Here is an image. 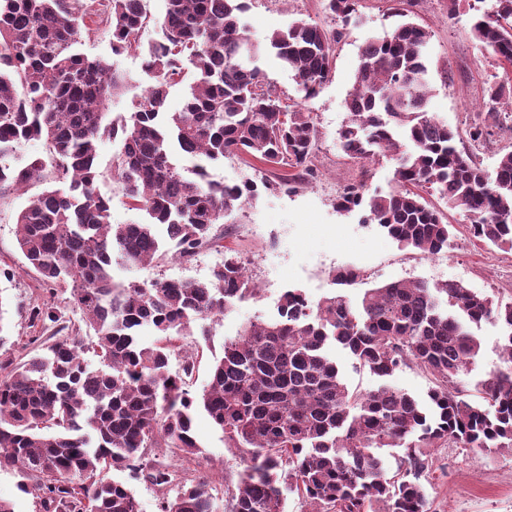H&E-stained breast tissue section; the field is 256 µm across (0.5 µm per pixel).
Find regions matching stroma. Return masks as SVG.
<instances>
[{
  "instance_id": "stroma-1",
  "label": "stroma",
  "mask_w": 512,
  "mask_h": 512,
  "mask_svg": "<svg viewBox=\"0 0 512 512\" xmlns=\"http://www.w3.org/2000/svg\"><path fill=\"white\" fill-rule=\"evenodd\" d=\"M244 22L256 39L287 30L295 20L323 22L327 19L325 0H248ZM394 0H360L333 62L332 77L316 97H306L291 71L281 66L272 53H264L258 65L280 94L313 113L320 133L312 160L318 176L296 184L294 189L280 185L281 169L246 163L234 157L214 165L213 179L228 183L246 180L260 184L255 200L234 211L216 225L214 241L203 247L190 262L173 258L165 249L156 262L129 269L113 266L115 280L203 279L215 265L224 261L225 247H232L248 263L260 288L258 297L235 304L217 318L205 320L206 336H185L184 349L195 353L198 368L191 380L195 392H203L210 382V368L223 353L225 339L237 336L242 324L276 315L282 295L291 289L303 291L313 301L340 290L332 273L343 266L358 269L361 279L347 286L346 294L358 297L380 284L421 280L440 284L448 280L463 283L472 292L507 300L512 298V251H503L475 239L460 209L447 210L454 229L447 251L427 255L401 247L378 225L363 221V211L338 212V187L364 184L367 193L395 188L397 163L382 157L366 166L349 163L337 145V132L348 119L345 101L353 87L366 38L393 29L398 18ZM409 19L431 33L428 77L432 92L428 110L448 125L466 128L475 118H486L483 89L499 70L496 59L480 48L471 36V16L466 9L450 10L448 0H405ZM80 53L111 59L129 75L125 89L113 97L109 115H128L152 77L142 69V58L135 53L113 55L110 36L97 31L83 38ZM119 142L103 139L99 144V164L104 172L99 191L112 199L111 220L124 224L140 220L141 214L123 203L122 187L111 175L112 157ZM26 195L10 192L0 197V318L5 330V349L12 356H24L38 347L37 340L48 336V329L31 326L29 309L49 303L71 311L70 295L50 290L26 263L17 247L15 217L26 202ZM482 340V351L465 377L473 383L502 364L498 348L501 328L493 322L472 326ZM195 437L203 451L199 467L212 476L211 492L226 499L244 464L230 448L220 431L204 412H197ZM434 467L423 479L431 512H512V453L444 446L433 449Z\"/></svg>"
}]
</instances>
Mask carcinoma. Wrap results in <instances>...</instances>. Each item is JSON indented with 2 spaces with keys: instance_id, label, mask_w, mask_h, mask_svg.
Wrapping results in <instances>:
<instances>
[{
  "instance_id": "1",
  "label": "carcinoma",
  "mask_w": 512,
  "mask_h": 512,
  "mask_svg": "<svg viewBox=\"0 0 512 512\" xmlns=\"http://www.w3.org/2000/svg\"><path fill=\"white\" fill-rule=\"evenodd\" d=\"M100 13L80 0H0V191L44 188L16 216V240L47 285L70 291L80 322L47 304L29 311L35 326L51 323L43 352L26 360L0 359V471L32 492L40 512H140L133 492L109 473L129 470L163 489L159 512H219L206 472L172 470L148 448H176L194 461L193 412L203 408L239 451L245 467L228 491L230 512H288L284 489L310 512H428L420 478L432 468L426 448L512 451V300L495 302L459 282L397 281L310 301L286 292L278 315L247 322L224 341L208 388L189 390L197 357L182 356V374L169 372L180 337L191 324L230 310L256 295L235 253L203 281L112 278V263L148 265L158 258L163 226L176 257L188 259L211 239L215 225L254 200L252 181L224 184L209 168L244 156L293 170L285 183L311 173L318 128L311 112L283 109L276 89L255 62L265 48L294 73L305 97L330 80L342 28L359 0H326L339 27L329 31L304 19L254 40L241 24L247 0H165L163 38L142 54L154 78L134 111L108 118L112 95L128 77L108 61L78 53L83 36L103 28L112 53L134 47L149 18L142 0H104ZM449 0L474 12L471 33L499 61L502 73L485 88L488 116L512 121V0ZM429 31L400 21L362 47L350 119L338 131L343 154L363 165L397 161L398 186L364 198L363 185L336 196V209L365 206L366 219L405 247L436 255L448 247L452 225L426 196L436 193L459 208L473 237L512 250V151L489 171L464 142L485 143L490 125L461 133L427 110ZM194 81L183 106L169 112V88ZM118 139L112 176L141 222L113 224L112 198L98 145ZM30 140L46 144L52 169L37 157L10 158ZM501 325L504 365L474 389L460 381L482 351L470 326ZM144 325L157 341H139ZM93 341L84 342L82 328ZM339 345L372 375L386 378L413 363L433 379L428 399L383 384L357 391L328 354ZM100 358L92 369L87 351ZM401 448L393 469L376 452Z\"/></svg>"
}]
</instances>
